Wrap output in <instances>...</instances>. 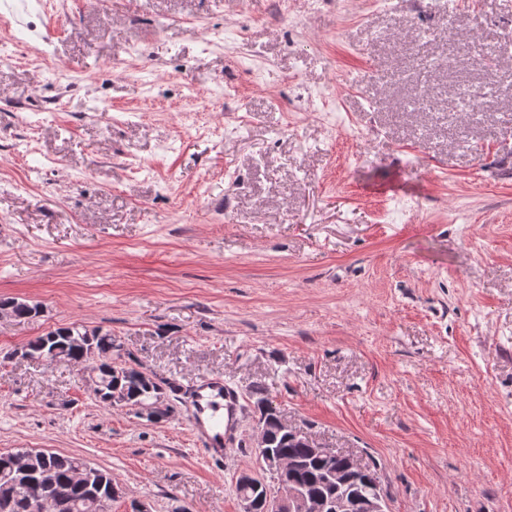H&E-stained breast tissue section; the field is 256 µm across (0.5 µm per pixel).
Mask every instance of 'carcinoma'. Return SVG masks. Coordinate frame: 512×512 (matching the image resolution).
<instances>
[{
  "label": "carcinoma",
  "instance_id": "cac0c4a2",
  "mask_svg": "<svg viewBox=\"0 0 512 512\" xmlns=\"http://www.w3.org/2000/svg\"><path fill=\"white\" fill-rule=\"evenodd\" d=\"M0 312L18 319L32 318L40 313L37 303L13 298L0 299ZM114 340L112 332L101 328L88 329L73 322L37 337L29 342L22 355L51 362L63 358L85 364L95 373V395L100 403L112 407L119 403L133 405L146 413L148 420L167 417L160 408V386L143 367L118 365L112 362ZM259 411L258 424L266 439V451L271 460L288 463V482L302 493L334 505L341 500L351 502L350 512H362L361 499L373 494L380 481L376 468L369 466L351 474L345 483L336 482L333 472L344 470L347 455L336 458L321 456L306 447L301 439L291 438L277 416L268 412V399L261 390L253 392ZM85 461L76 456L39 451L17 465L15 453L0 454V503L12 504L10 512H39L29 497V488L45 485L54 502L52 512H96L95 502L115 498L112 473L95 469L87 484L79 482L76 471Z\"/></svg>",
  "mask_w": 512,
  "mask_h": 512
}]
</instances>
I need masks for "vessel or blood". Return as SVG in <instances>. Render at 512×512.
I'll use <instances>...</instances> for the list:
<instances>
[{
  "label": "vessel or blood",
  "instance_id": "b4317fda",
  "mask_svg": "<svg viewBox=\"0 0 512 512\" xmlns=\"http://www.w3.org/2000/svg\"><path fill=\"white\" fill-rule=\"evenodd\" d=\"M189 399L188 421L202 456L214 461L234 456L243 417L237 390L223 377L204 375L190 383Z\"/></svg>",
  "mask_w": 512,
  "mask_h": 512
}]
</instances>
